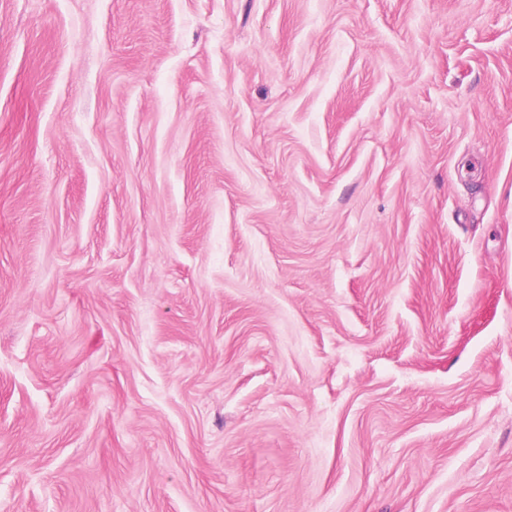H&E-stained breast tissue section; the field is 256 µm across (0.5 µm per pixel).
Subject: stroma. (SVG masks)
Segmentation results:
<instances>
[{
    "mask_svg": "<svg viewBox=\"0 0 512 512\" xmlns=\"http://www.w3.org/2000/svg\"><path fill=\"white\" fill-rule=\"evenodd\" d=\"M0 512H512V0H0Z\"/></svg>",
    "mask_w": 512,
    "mask_h": 512,
    "instance_id": "35a3bbf8",
    "label": "stroma"
}]
</instances>
